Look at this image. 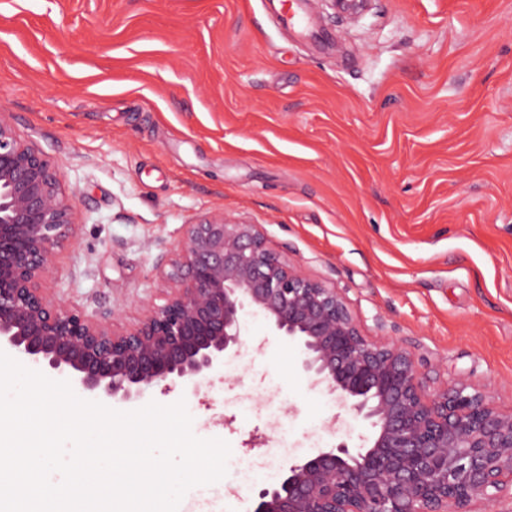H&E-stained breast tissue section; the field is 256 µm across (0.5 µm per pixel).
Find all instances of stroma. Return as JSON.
<instances>
[{"label": "stroma", "mask_w": 512, "mask_h": 512, "mask_svg": "<svg viewBox=\"0 0 512 512\" xmlns=\"http://www.w3.org/2000/svg\"><path fill=\"white\" fill-rule=\"evenodd\" d=\"M0 0V110L59 170L79 226L45 288L132 327L163 304L185 225L224 212L337 288L430 388L479 382L512 409V0ZM240 356L185 400L231 446L181 512H249L316 447L374 430L311 386L298 346L246 317ZM265 460L239 484L241 461Z\"/></svg>", "instance_id": "obj_1"}]
</instances>
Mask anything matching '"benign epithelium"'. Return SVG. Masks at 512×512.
<instances>
[{
  "label": "benign epithelium",
  "instance_id": "obj_1",
  "mask_svg": "<svg viewBox=\"0 0 512 512\" xmlns=\"http://www.w3.org/2000/svg\"><path fill=\"white\" fill-rule=\"evenodd\" d=\"M77 231L60 173L0 111V347L84 392L137 400L223 367L249 313L296 342L312 384L375 429L367 448L292 463L250 512H487L512 501V411L480 384L430 389L408 350L365 334L337 289L288 264L255 225L222 212L186 225L165 303L124 330L42 286Z\"/></svg>",
  "mask_w": 512,
  "mask_h": 512
}]
</instances>
